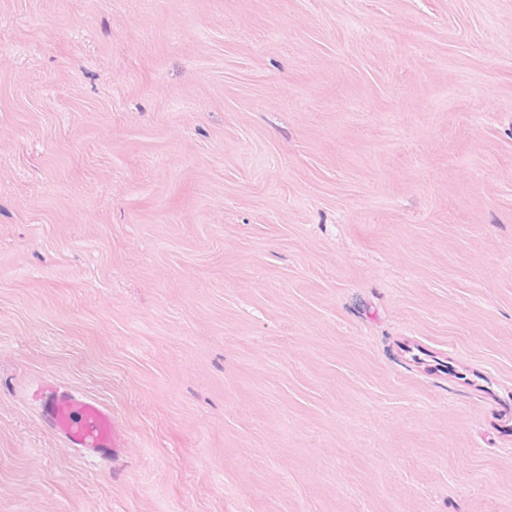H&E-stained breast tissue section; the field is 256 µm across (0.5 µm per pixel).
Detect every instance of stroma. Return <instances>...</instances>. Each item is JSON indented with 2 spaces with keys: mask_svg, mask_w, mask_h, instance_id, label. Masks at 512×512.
<instances>
[{
  "mask_svg": "<svg viewBox=\"0 0 512 512\" xmlns=\"http://www.w3.org/2000/svg\"><path fill=\"white\" fill-rule=\"evenodd\" d=\"M0 512H512V0H0ZM45 397L55 429L76 448L92 456L105 449L119 456L125 451L124 441L115 416L100 402L76 398L48 389Z\"/></svg>",
  "mask_w": 512,
  "mask_h": 512,
  "instance_id": "obj_1",
  "label": "stroma"
}]
</instances>
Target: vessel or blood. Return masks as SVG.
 <instances>
[{
  "label": "vessel or blood",
  "mask_w": 512,
  "mask_h": 512,
  "mask_svg": "<svg viewBox=\"0 0 512 512\" xmlns=\"http://www.w3.org/2000/svg\"><path fill=\"white\" fill-rule=\"evenodd\" d=\"M45 400L55 429L86 455L111 450L120 455L126 448L124 437L113 413L91 398H76L48 390Z\"/></svg>",
  "instance_id": "b4317fda"
}]
</instances>
